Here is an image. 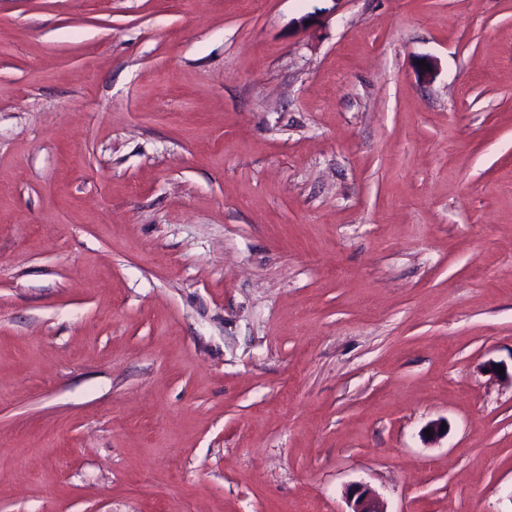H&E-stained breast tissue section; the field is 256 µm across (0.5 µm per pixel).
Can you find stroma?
<instances>
[{
  "label": "stroma",
  "instance_id": "obj_1",
  "mask_svg": "<svg viewBox=\"0 0 512 512\" xmlns=\"http://www.w3.org/2000/svg\"><path fill=\"white\" fill-rule=\"evenodd\" d=\"M492 362L512 0H0V512H512ZM345 494L351 509L347 512H387L378 494L366 484H352Z\"/></svg>",
  "mask_w": 512,
  "mask_h": 512
}]
</instances>
